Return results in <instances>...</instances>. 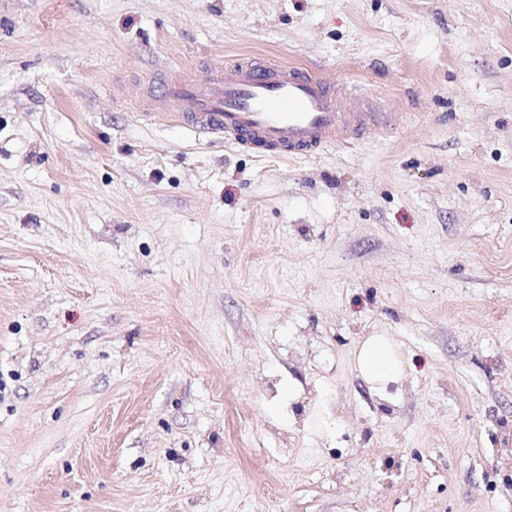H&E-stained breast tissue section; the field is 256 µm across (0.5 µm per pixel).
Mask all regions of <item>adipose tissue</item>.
<instances>
[{
	"label": "adipose tissue",
	"mask_w": 512,
	"mask_h": 512,
	"mask_svg": "<svg viewBox=\"0 0 512 512\" xmlns=\"http://www.w3.org/2000/svg\"><path fill=\"white\" fill-rule=\"evenodd\" d=\"M354 368L358 376L376 393L406 375V363L396 342L375 333L365 337L354 352Z\"/></svg>",
	"instance_id": "adipose-tissue-1"
}]
</instances>
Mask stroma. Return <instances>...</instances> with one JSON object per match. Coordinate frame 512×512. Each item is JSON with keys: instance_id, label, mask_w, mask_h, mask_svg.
<instances>
[{"instance_id": "obj_1", "label": "stroma", "mask_w": 512, "mask_h": 512, "mask_svg": "<svg viewBox=\"0 0 512 512\" xmlns=\"http://www.w3.org/2000/svg\"><path fill=\"white\" fill-rule=\"evenodd\" d=\"M250 55L390 128L138 114ZM0 512H512V0H0ZM406 363L396 342L385 334L366 336L354 352V369L375 393L383 392L390 383L406 375ZM314 411L313 429L317 434H330L335 430L336 434L339 432L340 425L337 419H333L329 410L328 399L326 397L321 398L315 403Z\"/></svg>"}]
</instances>
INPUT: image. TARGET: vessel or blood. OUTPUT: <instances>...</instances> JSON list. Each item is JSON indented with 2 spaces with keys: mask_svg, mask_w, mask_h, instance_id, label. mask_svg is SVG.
<instances>
[{
  "mask_svg": "<svg viewBox=\"0 0 512 512\" xmlns=\"http://www.w3.org/2000/svg\"><path fill=\"white\" fill-rule=\"evenodd\" d=\"M164 109L195 133L261 152L308 156L355 140L364 130L384 133V112H358L348 94L315 72L257 58L211 65L204 83L172 77L164 100L138 104L140 115Z\"/></svg>",
  "mask_w": 512,
  "mask_h": 512,
  "instance_id": "vessel-or-blood-1",
  "label": "vessel or blood"
}]
</instances>
